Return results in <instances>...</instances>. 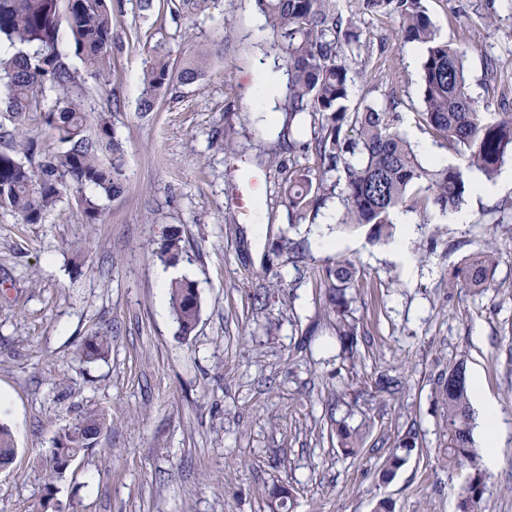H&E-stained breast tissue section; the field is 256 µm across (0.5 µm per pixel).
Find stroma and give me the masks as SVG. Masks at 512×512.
I'll return each instance as SVG.
<instances>
[{
	"instance_id": "35a3bbf8",
	"label": "stroma",
	"mask_w": 512,
	"mask_h": 512,
	"mask_svg": "<svg viewBox=\"0 0 512 512\" xmlns=\"http://www.w3.org/2000/svg\"><path fill=\"white\" fill-rule=\"evenodd\" d=\"M443 38L466 45L473 97L503 105L487 57L512 83V9L506 0H426ZM488 27L472 22L489 11ZM110 83L93 88L88 111L113 115L125 146L128 191L100 197L101 220L86 223L63 203L40 224L0 210V421L17 453L0 466V512H268L273 488L288 512H458L466 475L448 470L438 375L465 360L468 376L495 399L496 466L487 470L486 512H512V189L489 182L466 194L467 220L410 213L416 274L391 257V241L368 227L325 223L338 200L302 223L289 218L282 167L318 170L313 153L289 149L310 125L287 126L288 72L253 0H212L172 18L164 0L140 10L112 0ZM371 40L356 68L351 102L400 100L401 130L422 163H458L418 120L420 57L392 24L357 19ZM223 43L205 76L141 112L142 74L155 46L179 61ZM273 77L263 92L259 71ZM232 131L234 154L224 152ZM178 232L183 257L157 253ZM303 242L302 261L275 254L279 236ZM331 239L333 247L322 244ZM497 249L493 285L451 288L454 267L484 243ZM354 261L350 294L357 354L348 357L328 314L320 278L337 259ZM193 281L199 321L182 336L161 282ZM110 336L106 360L80 356L87 337ZM402 389L377 392L380 375ZM102 414L96 444L50 475L54 440L84 415ZM362 426L363 455L329 437L337 422ZM417 447L389 481L382 470L408 430Z\"/></svg>"
}]
</instances>
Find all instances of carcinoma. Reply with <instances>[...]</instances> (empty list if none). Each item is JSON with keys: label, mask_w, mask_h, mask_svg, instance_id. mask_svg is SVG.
Wrapping results in <instances>:
<instances>
[{"label": "carcinoma", "mask_w": 512, "mask_h": 512, "mask_svg": "<svg viewBox=\"0 0 512 512\" xmlns=\"http://www.w3.org/2000/svg\"><path fill=\"white\" fill-rule=\"evenodd\" d=\"M176 16L205 10L211 0H167ZM275 38L288 69L289 94L283 110L288 121L309 115L313 132L306 148L319 159L318 172L295 166L284 171L283 190L295 222L315 214L336 198L342 206L341 223L368 226L373 239L388 240L394 233L397 212L425 213L427 203L441 214L456 212L476 184L465 172L476 171L486 182L512 159V110L488 113L469 91L467 50L445 40L423 0H254ZM373 15L396 24L403 44L422 48L420 115L434 138L454 150L461 163L430 168L418 158L400 132L397 103L365 104L349 110L352 64L367 52L370 41L357 26L361 15ZM66 26L67 51L59 49V32ZM224 45L213 44L180 62L156 49L143 72L140 110L152 112L161 97L201 77L212 56ZM79 57L80 74L68 63ZM112 72V4L110 0H0V88L7 100L13 130L3 131L9 145L0 150V209L24 224H40L68 198H74L86 222L100 221L94 193L123 194L129 177L123 163L125 148L116 137L111 116H90L85 99L88 81L100 86ZM32 112L41 125L64 144L55 153L35 159L37 141L25 129ZM181 239L166 236L158 258L167 265L182 257ZM495 248L486 243L456 266L448 285L473 294L491 287ZM355 264L340 259L325 268L328 312L336 318L338 336L348 341L349 354L357 328L350 321L351 288ZM172 309L180 333L194 329L201 302L195 283L180 279L170 284ZM111 350L106 335L92 336L81 346L88 362L104 360ZM435 394L442 409L443 461L448 468L469 469L458 502L459 512H485L484 474L473 439L471 391L464 361L439 376ZM104 424L90 414L78 419L55 440L51 449L58 474L68 462L93 446ZM343 451L363 452V433L336 428ZM416 448V433L409 430L390 453L382 478L395 475ZM16 448L10 427L0 422V465L8 464Z\"/></svg>", "instance_id": "1"}]
</instances>
